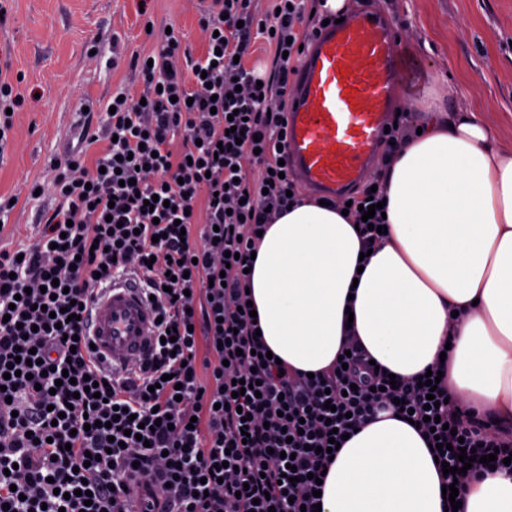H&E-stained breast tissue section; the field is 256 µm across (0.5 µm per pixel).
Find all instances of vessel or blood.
I'll list each match as a JSON object with an SVG mask.
<instances>
[{
	"label": "vessel or blood",
	"instance_id": "vessel-or-blood-1",
	"mask_svg": "<svg viewBox=\"0 0 512 512\" xmlns=\"http://www.w3.org/2000/svg\"><path fill=\"white\" fill-rule=\"evenodd\" d=\"M420 69L397 51L380 16H349L323 30L293 75L288 160L296 177L330 197L355 189L383 140L394 83ZM153 322L140 292L115 280L94 300L90 341L107 366L120 365L147 352Z\"/></svg>",
	"mask_w": 512,
	"mask_h": 512
}]
</instances>
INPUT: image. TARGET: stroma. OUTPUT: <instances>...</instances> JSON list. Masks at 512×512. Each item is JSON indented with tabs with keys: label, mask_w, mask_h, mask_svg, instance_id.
<instances>
[{
	"label": "stroma",
	"mask_w": 512,
	"mask_h": 512,
	"mask_svg": "<svg viewBox=\"0 0 512 512\" xmlns=\"http://www.w3.org/2000/svg\"><path fill=\"white\" fill-rule=\"evenodd\" d=\"M9 0L0 22V74L26 98L13 117V148L0 155V197H17L0 218L5 232L30 234L39 209L53 205L56 158L80 150L82 123L98 121L113 93L137 91L128 66L150 52L167 27L198 38L200 0ZM387 15L401 33L400 49L422 64L404 86L411 122L461 105L486 119L504 147H512V0H349ZM152 34H145V21ZM43 193L28 199L32 184Z\"/></svg>",
	"instance_id": "1"
}]
</instances>
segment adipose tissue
<instances>
[{
  "instance_id": "ef3b65f1",
  "label": "adipose tissue",
  "mask_w": 512,
  "mask_h": 512,
  "mask_svg": "<svg viewBox=\"0 0 512 512\" xmlns=\"http://www.w3.org/2000/svg\"><path fill=\"white\" fill-rule=\"evenodd\" d=\"M383 173L390 236L368 257L341 207L307 194L268 226L250 279L267 346L307 373L350 335L405 379L444 357L459 406L512 425V150L475 112L440 109ZM460 499L462 512H512V474L473 478ZM321 504L444 512L425 436L379 411L338 453Z\"/></svg>"
}]
</instances>
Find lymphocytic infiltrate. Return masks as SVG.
Returning <instances> with one entry per match:
<instances>
[{
    "mask_svg": "<svg viewBox=\"0 0 512 512\" xmlns=\"http://www.w3.org/2000/svg\"><path fill=\"white\" fill-rule=\"evenodd\" d=\"M314 6L210 0L199 18L202 56L177 29L134 55L139 94L82 129L102 153L60 160L57 205L28 243L0 246V506L130 512L138 490L145 512H315L332 433L361 428L397 398L420 432L430 417L444 423L439 461L458 466L452 447L461 442L479 457L497 449L504 470L512 436L452 413L445 383L390 382L352 338L347 369L311 378L281 370L255 334L246 261L297 188L277 146L294 64L323 28ZM259 48L272 57L262 75L243 64ZM384 185L374 174L351 197L362 241L383 239L382 216L363 222L359 206L383 201ZM119 278L151 298L160 321L151 352L111 370L90 347V305ZM67 368L73 380L63 379ZM240 379L250 388L236 397ZM90 382L98 394L86 393ZM431 397L439 408H427ZM288 453L292 482L280 479ZM82 487L91 498L78 496Z\"/></svg>",
    "mask_w": 512,
    "mask_h": 512,
    "instance_id": "lymphocytic-infiltrate-1",
    "label": "lymphocytic infiltrate"
}]
</instances>
